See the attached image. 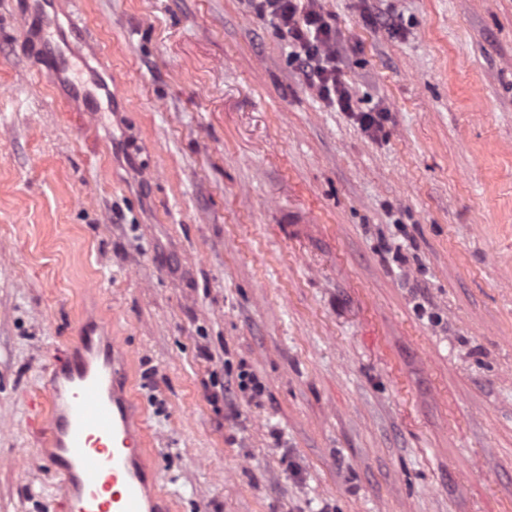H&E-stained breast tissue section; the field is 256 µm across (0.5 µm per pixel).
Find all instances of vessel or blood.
I'll return each mask as SVG.
<instances>
[{"mask_svg":"<svg viewBox=\"0 0 512 512\" xmlns=\"http://www.w3.org/2000/svg\"><path fill=\"white\" fill-rule=\"evenodd\" d=\"M31 8L42 18L40 51L53 60L49 81L70 86L63 102L75 110L83 93L70 85L76 65L60 51L62 28L45 16L43 0ZM96 333L79 327V352L55 367V384L31 423L49 447L47 467L62 477L56 512H174L175 501L149 486V435L131 399L129 358Z\"/></svg>","mask_w":512,"mask_h":512,"instance_id":"1","label":"vessel or blood"}]
</instances>
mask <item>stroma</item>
<instances>
[{"label":"stroma","mask_w":512,"mask_h":512,"mask_svg":"<svg viewBox=\"0 0 512 512\" xmlns=\"http://www.w3.org/2000/svg\"><path fill=\"white\" fill-rule=\"evenodd\" d=\"M321 6L349 114L249 0H49L90 114L0 0V512L61 494L27 419L84 320L176 512H512V0Z\"/></svg>","instance_id":"1"}]
</instances>
